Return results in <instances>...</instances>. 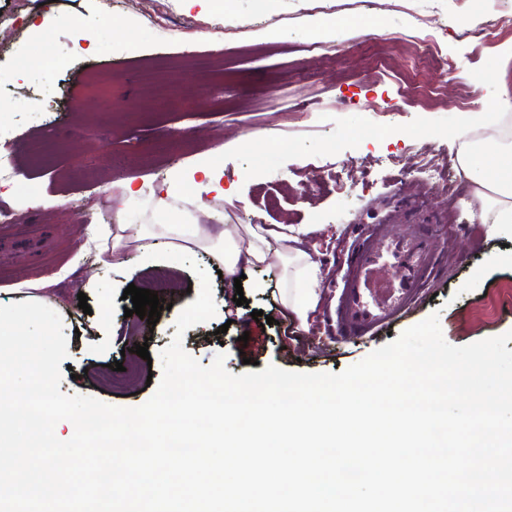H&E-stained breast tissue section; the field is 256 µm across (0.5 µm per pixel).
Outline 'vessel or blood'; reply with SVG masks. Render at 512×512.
I'll return each mask as SVG.
<instances>
[{"label":"vessel or blood","instance_id":"1","mask_svg":"<svg viewBox=\"0 0 512 512\" xmlns=\"http://www.w3.org/2000/svg\"><path fill=\"white\" fill-rule=\"evenodd\" d=\"M435 241L419 225L386 234L380 248L365 249L360 268L344 291L340 320L351 336L388 323L410 300L428 270Z\"/></svg>","mask_w":512,"mask_h":512}]
</instances>
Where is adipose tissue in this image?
I'll return each mask as SVG.
<instances>
[{
	"instance_id": "1",
	"label": "adipose tissue",
	"mask_w": 512,
	"mask_h": 512,
	"mask_svg": "<svg viewBox=\"0 0 512 512\" xmlns=\"http://www.w3.org/2000/svg\"><path fill=\"white\" fill-rule=\"evenodd\" d=\"M471 131L470 118H463L457 129L463 140L460 167L480 203L475 217L495 229H512V141L495 136L474 140ZM299 233V228L291 225L228 224L209 253L228 276L242 268L268 265L274 256L291 266V284L281 302L294 314L299 329L305 331L311 313L320 303L321 268L300 248ZM43 288L42 281L29 282L15 306L0 309V396L24 374L17 360L22 350L38 354L44 394H53L58 384L54 364L64 347L56 339L54 325L41 318L45 306ZM40 430V420L18 421L12 408L0 405V459H10L13 470L21 476L20 481L0 488V512H19L47 469L46 462L23 450L26 443L38 438Z\"/></svg>"
}]
</instances>
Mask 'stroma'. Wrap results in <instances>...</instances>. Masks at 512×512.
Masks as SVG:
<instances>
[{"mask_svg":"<svg viewBox=\"0 0 512 512\" xmlns=\"http://www.w3.org/2000/svg\"><path fill=\"white\" fill-rule=\"evenodd\" d=\"M329 3V16L349 21L355 34L325 42L315 60L307 51L316 40L307 31L311 0H224L217 13L184 9L181 0H0V171L8 175L0 208L14 217L0 223V301L25 282L52 280L46 294L67 337L62 393L119 407L146 402L161 378L160 352L200 290L197 265L208 270L217 310L186 330L183 347L205 366L224 354L236 375L252 360L338 373L434 312L454 346L512 331V231L493 234L473 221L478 201L460 175L455 136L462 113L492 104L495 58L512 45V28L496 22L512 0ZM35 14L75 16L94 51L78 52L67 27L37 38ZM426 35L437 56L421 44ZM168 52L180 57L184 87L176 101L146 109L139 66ZM202 55L228 78L197 76ZM427 162L449 170L452 182L429 179ZM210 164L218 179L190 189ZM324 166L332 177L316 178ZM45 198L56 206L43 207ZM118 224L136 235L152 224H193L208 239L227 224L305 225L300 246L323 275L310 333L273 299L279 259L237 285L200 249L193 265L143 271L136 249H127L134 285L156 290L167 307L153 327L125 316L132 302L88 241L90 227ZM382 224L426 225L438 244L435 265L404 313L353 343L336 333V307L359 249L375 244ZM493 255L500 263H490ZM160 272L169 288H155ZM92 276L101 287L86 314L77 295ZM239 289L247 306L232 302ZM105 306L112 326L103 336L95 314ZM255 310L273 324L256 323ZM144 342L152 372L130 376L133 348ZM117 359L123 368L115 372Z\"/></svg>","mask_w":512,"mask_h":512,"instance_id":"obj_1","label":"stroma"}]
</instances>
